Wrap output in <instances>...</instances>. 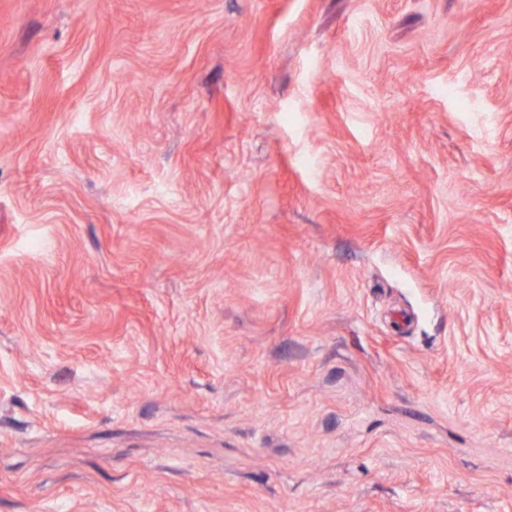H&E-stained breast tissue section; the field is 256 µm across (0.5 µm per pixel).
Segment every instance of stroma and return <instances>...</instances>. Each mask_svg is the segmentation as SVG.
Listing matches in <instances>:
<instances>
[{
    "label": "stroma",
    "instance_id": "1",
    "mask_svg": "<svg viewBox=\"0 0 512 512\" xmlns=\"http://www.w3.org/2000/svg\"><path fill=\"white\" fill-rule=\"evenodd\" d=\"M0 512H512V0H0Z\"/></svg>",
    "mask_w": 512,
    "mask_h": 512
}]
</instances>
